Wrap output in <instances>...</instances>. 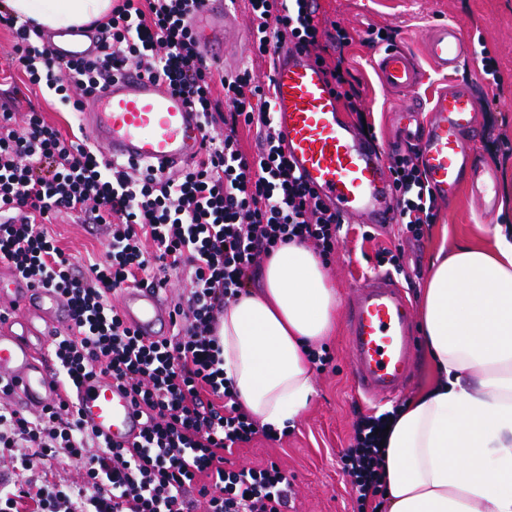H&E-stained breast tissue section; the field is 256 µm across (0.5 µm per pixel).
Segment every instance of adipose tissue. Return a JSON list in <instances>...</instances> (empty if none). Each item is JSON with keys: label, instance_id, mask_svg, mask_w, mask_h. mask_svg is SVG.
<instances>
[{"label": "adipose tissue", "instance_id": "ef3b65f1", "mask_svg": "<svg viewBox=\"0 0 512 512\" xmlns=\"http://www.w3.org/2000/svg\"><path fill=\"white\" fill-rule=\"evenodd\" d=\"M47 30L104 18L112 0H9ZM340 298L309 247L277 248L264 286L230 302L218 328L224 376L242 406L275 430L315 392L311 352L337 327ZM437 383L391 409L385 434L388 512H512V227L492 247L431 263L420 296Z\"/></svg>", "mask_w": 512, "mask_h": 512}]
</instances>
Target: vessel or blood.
<instances>
[{
  "label": "vessel or blood",
  "mask_w": 512,
  "mask_h": 512,
  "mask_svg": "<svg viewBox=\"0 0 512 512\" xmlns=\"http://www.w3.org/2000/svg\"><path fill=\"white\" fill-rule=\"evenodd\" d=\"M193 23L207 51L220 53L233 24L224 0H207ZM53 41L65 60L88 57L93 49L92 33L78 29L54 33ZM374 52L384 88L409 93L417 87L421 71L409 51L378 46ZM467 53L465 36L456 26L434 29L424 44L425 56L441 70L456 68ZM273 79L275 126L305 183L341 218L355 217L376 227L394 223L396 202L386 153L343 120L338 96L322 70L305 55L284 50ZM428 110L429 119L421 123L412 108L399 107L393 121L404 140L416 146L434 195L448 201L463 183H470L483 215L492 217L497 208L496 176L476 160L478 101L467 89H444ZM81 120L92 143L105 148L106 159L138 167L178 170L190 162L203 138L199 114L186 97L164 91L133 66L93 100ZM9 285L29 314L9 317L6 328L0 329V381L10 386L17 407H42L55 399L54 364L45 355L54 335L36 321L64 324L71 311L55 292L32 287L19 275H12ZM122 314L145 338L159 339L171 332V316L159 289L127 288ZM345 340L360 394L377 400L402 393L411 370L413 318L411 304L391 273H375L352 290ZM73 401L111 443L126 446L137 440L142 419L130 395L112 380L81 383Z\"/></svg>",
  "instance_id": "vessel-or-blood-1"
}]
</instances>
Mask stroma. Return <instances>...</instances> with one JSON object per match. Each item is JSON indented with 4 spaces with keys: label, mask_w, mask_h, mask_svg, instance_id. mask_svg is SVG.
<instances>
[{
    "label": "stroma",
    "mask_w": 512,
    "mask_h": 512,
    "mask_svg": "<svg viewBox=\"0 0 512 512\" xmlns=\"http://www.w3.org/2000/svg\"><path fill=\"white\" fill-rule=\"evenodd\" d=\"M320 17L325 25H339L354 34L345 50L352 81L363 90L362 112L343 109L351 124H375L383 142L392 140L394 107L420 101L455 84L476 82L483 104L478 114L479 163L497 173L499 206L512 204V0H320ZM457 24L471 36L477 56L466 60L456 71H442L421 61V83L414 92L388 93L376 75L371 46L364 37L368 27L396 30V46L420 55L422 43L433 25ZM496 62L499 85L482 81V52ZM496 222L482 216L469 188L457 197L440 203L438 218L421 241H400L398 225L389 224L375 238H365V225L350 220L341 229V238L327 269L341 299H348L352 288L373 273L378 249L401 245L404 272L399 280L411 303H418L429 265L439 252H451L461 245H491ZM59 244L76 257L99 254L104 250L102 236L73 223L57 219L50 227ZM344 330H337L325 348L332 361L316 373L315 390L308 408L281 440L262 437L235 449L234 466H255L269 460L280 462L293 486L288 512H358L356 495L342 471L341 458L349 448L356 421L377 415L375 407L363 403L354 393L350 374V354Z\"/></svg>",
    "instance_id": "stroma-1"
}]
</instances>
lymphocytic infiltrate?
I'll return each instance as SVG.
<instances>
[{"instance_id": "lymphocytic-infiltrate-1", "label": "lymphocytic infiltrate", "mask_w": 512, "mask_h": 512, "mask_svg": "<svg viewBox=\"0 0 512 512\" xmlns=\"http://www.w3.org/2000/svg\"><path fill=\"white\" fill-rule=\"evenodd\" d=\"M204 0H112L96 21L95 54L59 60L39 26L19 21L0 0V27L12 33L7 55L29 85L69 112L136 66L185 95L200 114L203 142L175 172L140 173L107 161L84 134L62 132L36 108L17 117L0 104V263L65 298L68 329L56 337L60 393L34 413L13 408L0 389V465L15 473L35 462L80 464L77 485H0V512H283L288 474L276 461L230 469L226 455L256 436L272 437L238 401L224 376L217 329L227 303L245 292L255 267L279 246L312 245L332 257L340 217L290 164L273 124L272 81L247 68L225 73L202 59L189 20ZM249 46L273 57L291 44L313 56L351 110L362 91L347 81L346 29L328 31L319 0H246ZM330 46L333 63L320 50ZM257 128V153L240 130ZM388 170L397 222L419 241L434 224L437 200L416 153L394 152ZM61 213L105 228L102 258L78 263L47 226ZM187 273L173 306V332L139 336L112 296L131 285L171 286ZM86 377L112 379L145 419L139 440L117 447L101 438L68 400ZM381 418L360 419L344 470L359 500L381 487Z\"/></svg>"}]
</instances>
